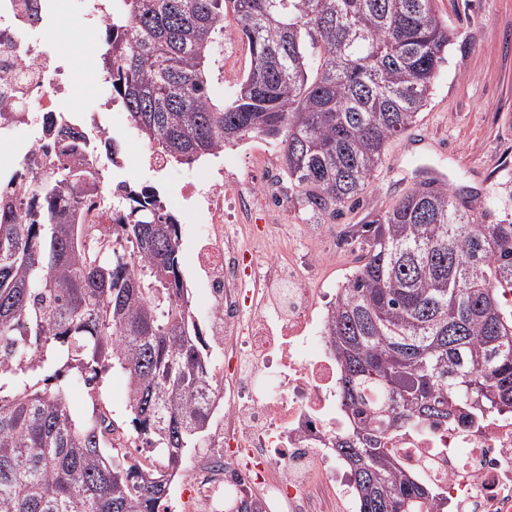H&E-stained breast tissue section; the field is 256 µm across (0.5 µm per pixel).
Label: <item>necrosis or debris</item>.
I'll return each mask as SVG.
<instances>
[{
    "mask_svg": "<svg viewBox=\"0 0 512 512\" xmlns=\"http://www.w3.org/2000/svg\"><path fill=\"white\" fill-rule=\"evenodd\" d=\"M38 22L25 25L19 0H0V183L27 198L38 172L15 178L17 163L43 156L42 136H19L39 126L47 113L89 128L85 152L111 139L116 126L103 118L109 102L92 109L70 107V62L30 29L55 23V0H36ZM223 178L206 187L187 184L209 227L208 241L193 265L205 277L212 301L206 333L224 339L229 376L224 386V428L216 439L224 454V496L261 487V512H324L317 488H339L345 512L356 499L336 461L335 444L349 422L341 406L339 366L327 336V299L332 289H314L311 272L247 251L224 228ZM404 466L442 488L452 512H512V416L476 424L425 425L389 441ZM196 498L218 507L206 480Z\"/></svg>",
    "mask_w": 512,
    "mask_h": 512,
    "instance_id": "obj_1",
    "label": "necrosis or debris"
}]
</instances>
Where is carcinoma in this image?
<instances>
[{
    "instance_id": "obj_1",
    "label": "carcinoma",
    "mask_w": 512,
    "mask_h": 512,
    "mask_svg": "<svg viewBox=\"0 0 512 512\" xmlns=\"http://www.w3.org/2000/svg\"><path fill=\"white\" fill-rule=\"evenodd\" d=\"M231 3L237 29H224ZM436 0H119L102 69L129 125L180 163L262 136L312 212L361 195L388 142L430 102L451 33ZM248 45L234 97H212L224 40ZM57 144L28 201L0 189V512H159L220 402L210 345L180 267V224L152 186L112 197V237L85 223L99 168L83 133ZM327 335L350 420L336 442L358 512H448V496L388 448L423 424L512 414V213L423 186L355 232ZM121 369L131 425L156 457L117 453L119 426L73 411L64 372Z\"/></svg>"
}]
</instances>
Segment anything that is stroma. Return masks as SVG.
I'll use <instances>...</instances> for the list:
<instances>
[{
	"label": "stroma",
	"mask_w": 512,
	"mask_h": 512,
	"mask_svg": "<svg viewBox=\"0 0 512 512\" xmlns=\"http://www.w3.org/2000/svg\"><path fill=\"white\" fill-rule=\"evenodd\" d=\"M436 6L451 33L448 58L436 73L428 108L416 125L388 144L359 205L344 209L335 219H313L297 188L277 169L271 184L280 195L277 204H269L267 193L261 192L251 196L246 207L224 212L225 223L236 225L249 250L313 268L316 287L341 284L359 264L362 248L354 233L366 216L418 187L427 170L440 171L443 186L467 204L495 212L512 210V0H437ZM56 12V23L43 38L71 59L70 104L95 107L106 90L88 71L85 59L101 51V41L87 35L79 0H57ZM249 63L243 41L216 51L212 90L217 100H230ZM117 135L127 157V180L157 187L179 219L181 266L194 313L204 319L208 290L191 265L205 242L202 224L193 203L178 201L176 195L184 183L205 182L218 164L224 167L225 182H247L249 175L272 165L277 168L276 149L269 139L252 138L225 148L217 163L205 159L175 163L165 174L153 176L138 165L141 141L136 131L124 125ZM212 453L209 447L189 450L168 496L170 512H199L189 488L195 477L204 474Z\"/></svg>",
	"instance_id": "stroma-1"
}]
</instances>
